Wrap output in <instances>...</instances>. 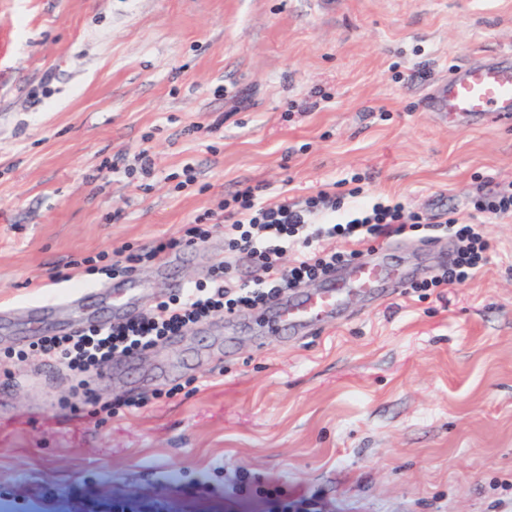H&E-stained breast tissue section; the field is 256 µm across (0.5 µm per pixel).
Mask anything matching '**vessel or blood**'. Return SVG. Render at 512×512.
<instances>
[{"label": "vessel or blood", "instance_id": "vessel-or-blood-1", "mask_svg": "<svg viewBox=\"0 0 512 512\" xmlns=\"http://www.w3.org/2000/svg\"><path fill=\"white\" fill-rule=\"evenodd\" d=\"M429 111L447 114L450 122L462 124L508 123L512 121V52L501 51L480 63L452 66L446 77L428 94ZM413 243L394 239L369 249L350 264L320 278L314 287L294 288L249 312L248 320L271 341L280 336L306 337L327 323L340 319L354 301L386 300L398 295L414 279L416 271L402 260ZM148 281L129 274L100 286L99 298L107 305L98 324L119 323L142 314ZM76 299L33 308L28 314L33 331H41L46 319H54L58 330L72 333L83 329Z\"/></svg>", "mask_w": 512, "mask_h": 512}]
</instances>
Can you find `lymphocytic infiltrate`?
<instances>
[{
  "label": "lymphocytic infiltrate",
  "mask_w": 512,
  "mask_h": 512,
  "mask_svg": "<svg viewBox=\"0 0 512 512\" xmlns=\"http://www.w3.org/2000/svg\"><path fill=\"white\" fill-rule=\"evenodd\" d=\"M263 188L246 185L224 206V235L230 257L218 264L204 282H188L184 290L155 303L151 312L134 321L110 327H93L75 336H51L35 344L40 355L72 370L102 369L118 356H128L155 346L170 336L182 334L193 324L215 314H231L257 307L284 289L316 280L327 269L361 257V244L391 234L419 229L433 230L452 238L456 250L448 268L433 277L429 285L445 288L470 280L482 266L489 241L481 225L462 224L456 218L437 222L419 212L405 213L402 204L364 205L360 189L353 188L354 215L343 223L319 224L315 218L330 208L331 196L319 192L305 203L266 206L261 202ZM214 212L196 215L182 236L160 239L149 251L131 252L103 275L135 271L160 255L197 244L208 232ZM352 243V250L335 248V240ZM299 243L301 252L291 266L280 263L289 243ZM251 260L256 276L253 285L239 283L233 275L236 259Z\"/></svg>",
  "instance_id": "1"
}]
</instances>
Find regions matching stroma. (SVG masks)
Returning a JSON list of instances; mask_svg holds the SVG:
<instances>
[{
  "instance_id": "35a3bbf8",
  "label": "stroma",
  "mask_w": 512,
  "mask_h": 512,
  "mask_svg": "<svg viewBox=\"0 0 512 512\" xmlns=\"http://www.w3.org/2000/svg\"><path fill=\"white\" fill-rule=\"evenodd\" d=\"M506 48L512 0H0V512H512V215L470 205L512 181V123L425 108ZM355 177L366 203L482 225L486 264L299 340L191 325L89 377L108 415L29 352L28 305L104 283L84 260L180 236L243 182L276 205ZM170 257L206 280L222 228Z\"/></svg>"
}]
</instances>
